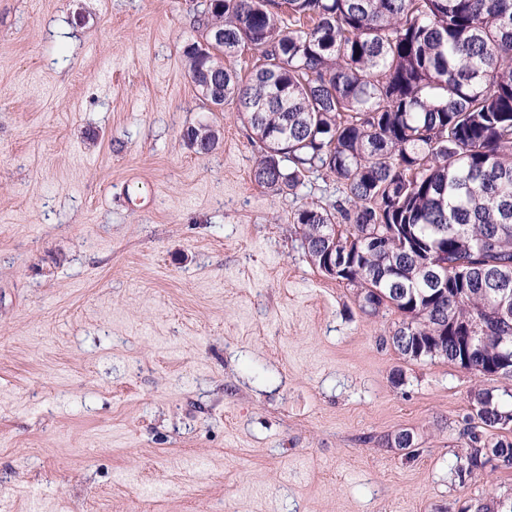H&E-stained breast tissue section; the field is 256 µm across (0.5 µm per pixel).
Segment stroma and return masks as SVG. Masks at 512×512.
Masks as SVG:
<instances>
[{
  "label": "stroma",
  "instance_id": "1",
  "mask_svg": "<svg viewBox=\"0 0 512 512\" xmlns=\"http://www.w3.org/2000/svg\"><path fill=\"white\" fill-rule=\"evenodd\" d=\"M201 0H0V512H463L468 393L305 255L235 105L183 57ZM201 123L215 149L195 153ZM407 430L419 452L387 440Z\"/></svg>",
  "mask_w": 512,
  "mask_h": 512
}]
</instances>
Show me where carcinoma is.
Masks as SVG:
<instances>
[{
    "mask_svg": "<svg viewBox=\"0 0 512 512\" xmlns=\"http://www.w3.org/2000/svg\"><path fill=\"white\" fill-rule=\"evenodd\" d=\"M200 24L224 41L184 48L188 74L224 85L253 130L254 181L296 194L323 171L342 187L330 211L294 213L312 265L362 312L393 309V348L512 379V0H211ZM248 46L250 78L215 71ZM506 290V303L484 295ZM478 337L471 353L467 338ZM465 481L512 468V392H469Z\"/></svg>",
    "mask_w": 512,
    "mask_h": 512,
    "instance_id": "obj_1",
    "label": "carcinoma"
}]
</instances>
